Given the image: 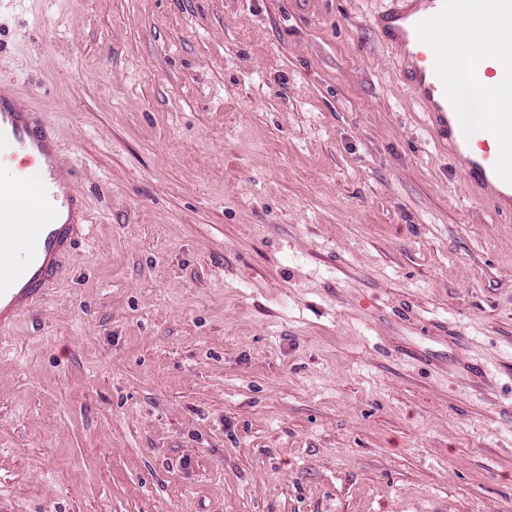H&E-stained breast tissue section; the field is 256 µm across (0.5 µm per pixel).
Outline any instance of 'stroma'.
I'll return each instance as SVG.
<instances>
[{
  "label": "stroma",
  "instance_id": "1",
  "mask_svg": "<svg viewBox=\"0 0 512 512\" xmlns=\"http://www.w3.org/2000/svg\"><path fill=\"white\" fill-rule=\"evenodd\" d=\"M388 0H0L92 223L0 336V512H512V213ZM400 5L378 16L382 35L400 50L406 77V90L424 107L435 130L437 140L448 147L460 170L474 185L486 191L499 209L502 199L512 198V184L496 174V154L483 149L471 152L470 144L477 132L466 138L461 125L453 120L454 112L448 102L441 81L435 74L436 52L432 45L422 41L417 25L434 17L444 0H398ZM429 60V63L427 61Z\"/></svg>",
  "mask_w": 512,
  "mask_h": 512
}]
</instances>
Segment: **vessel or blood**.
<instances>
[{"mask_svg": "<svg viewBox=\"0 0 512 512\" xmlns=\"http://www.w3.org/2000/svg\"><path fill=\"white\" fill-rule=\"evenodd\" d=\"M444 0H399L379 15L383 36L399 51L408 93L424 107L437 140L460 170L494 202L512 198V184L496 174L495 154L470 149L453 120L452 107L435 74L436 52L422 41L419 23L434 17ZM35 167L43 188L29 223L17 221L21 187L0 186V333L40 304L59 278L79 236L91 222L74 170L63 163L60 144L43 112L23 102L12 85L0 84V166Z\"/></svg>", "mask_w": 512, "mask_h": 512, "instance_id": "vessel-or-blood-1", "label": "vessel or blood"}]
</instances>
